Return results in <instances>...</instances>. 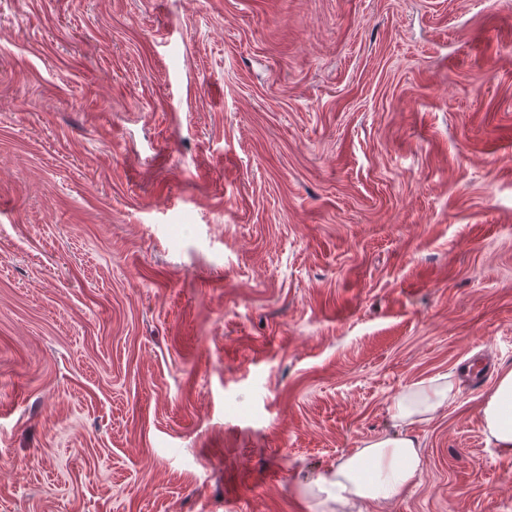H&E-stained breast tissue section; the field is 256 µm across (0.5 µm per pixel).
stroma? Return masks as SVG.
Returning a JSON list of instances; mask_svg holds the SVG:
<instances>
[{"instance_id":"1","label":"stroma","mask_w":512,"mask_h":512,"mask_svg":"<svg viewBox=\"0 0 512 512\" xmlns=\"http://www.w3.org/2000/svg\"><path fill=\"white\" fill-rule=\"evenodd\" d=\"M512 0H0V512H512ZM480 417L486 442L495 448L512 449V368L499 373ZM459 382L444 375L421 381L391 399V419L400 432L377 437L340 458L329 479L321 476L301 485L315 512H352L358 503L380 504L399 497L422 466L413 429L452 404Z\"/></svg>"}]
</instances>
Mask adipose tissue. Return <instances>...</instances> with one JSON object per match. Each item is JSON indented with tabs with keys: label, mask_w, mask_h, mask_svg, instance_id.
Returning a JSON list of instances; mask_svg holds the SVG:
<instances>
[{
	"label": "adipose tissue",
	"mask_w": 512,
	"mask_h": 512,
	"mask_svg": "<svg viewBox=\"0 0 512 512\" xmlns=\"http://www.w3.org/2000/svg\"><path fill=\"white\" fill-rule=\"evenodd\" d=\"M459 382L444 375L414 384L395 395L390 404L399 432L377 437L340 458L330 478L319 477L301 485L314 512H352L356 504H380L399 497L422 466L414 428L433 419L452 404ZM481 424L488 444L512 449V368L502 370L495 388L484 401Z\"/></svg>",
	"instance_id": "1"
}]
</instances>
